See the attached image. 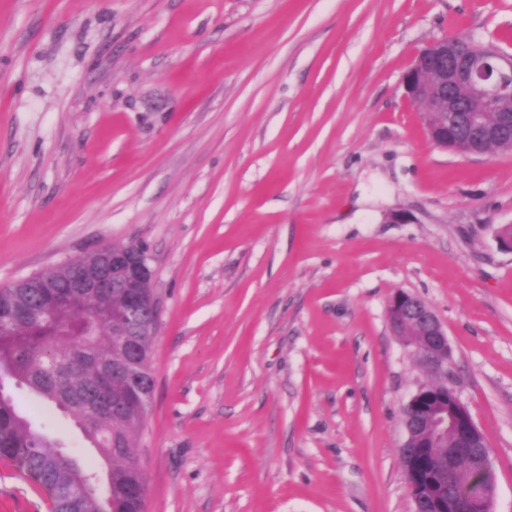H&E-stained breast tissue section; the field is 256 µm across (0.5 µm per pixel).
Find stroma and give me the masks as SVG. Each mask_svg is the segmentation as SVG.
<instances>
[{
	"mask_svg": "<svg viewBox=\"0 0 512 512\" xmlns=\"http://www.w3.org/2000/svg\"><path fill=\"white\" fill-rule=\"evenodd\" d=\"M460 32L512 53V0H0V285L146 247V512H413L401 415L429 376L398 292L446 328L512 512V154L435 147L402 84ZM49 508L0 461V512Z\"/></svg>",
	"mask_w": 512,
	"mask_h": 512,
	"instance_id": "1",
	"label": "stroma"
}]
</instances>
